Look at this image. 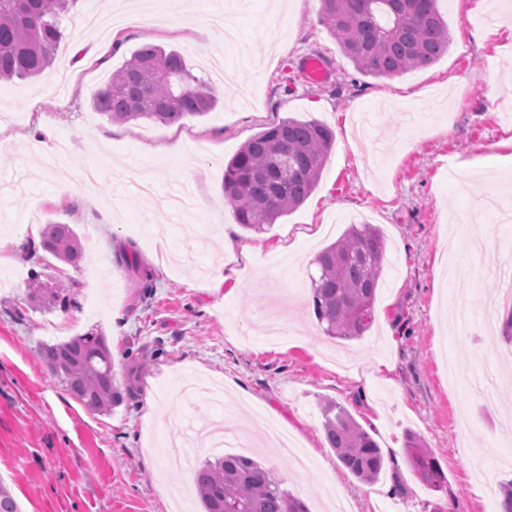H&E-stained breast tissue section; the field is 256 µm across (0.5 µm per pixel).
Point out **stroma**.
<instances>
[{"mask_svg": "<svg viewBox=\"0 0 512 512\" xmlns=\"http://www.w3.org/2000/svg\"><path fill=\"white\" fill-rule=\"evenodd\" d=\"M78 0L50 69L0 81V482L21 512H202L194 474L246 440L310 512H328L326 478L354 512H500L512 479V369L495 359L511 309L491 302L503 270L466 260L468 218L500 236L487 200L512 183V0H493L481 36L472 0H440L449 48L433 65L387 79L357 72L319 22L317 0ZM180 51L220 102L174 125L110 123L92 97L142 44ZM323 57L326 81L303 60ZM330 126L336 140L313 193L256 235L234 221L224 166L272 122ZM67 144L62 170L43 153ZM71 225L79 266L40 246L45 224ZM385 236L376 320L364 337L325 336L310 302L316 254L346 225ZM232 229L245 252H224ZM133 243L150 271L117 264ZM55 278L68 310L26 301L34 275ZM476 321L456 335L452 310ZM93 331L115 383L132 389L94 413L43 365L38 347ZM485 376V406L473 388ZM343 407L385 451L367 485L325 441L322 402ZM260 411L311 459L295 469L261 448ZM413 433L448 477L418 482Z\"/></svg>", "mask_w": 512, "mask_h": 512, "instance_id": "obj_1", "label": "stroma"}]
</instances>
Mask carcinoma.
I'll return each instance as SVG.
<instances>
[{
  "label": "carcinoma",
  "mask_w": 512,
  "mask_h": 512,
  "mask_svg": "<svg viewBox=\"0 0 512 512\" xmlns=\"http://www.w3.org/2000/svg\"><path fill=\"white\" fill-rule=\"evenodd\" d=\"M77 0H0V79L41 74L63 38L62 15ZM320 23L354 68L374 78H393L432 65L448 51V23L438 0H319ZM219 103L213 88L193 74L183 55L145 44L94 95L93 108L112 123L148 119L173 125L202 117ZM335 141L316 120L294 117L270 124L246 141L224 166V197L236 223L262 234L315 190ZM42 246L72 267L83 258L68 224L50 223ZM385 257V239L373 224H351L314 259L313 313L323 332L342 340L362 338L375 323L374 302ZM117 262L144 273L135 249L122 247ZM59 285L34 279L28 301L35 309L65 304ZM48 371L87 409L108 412L122 399L113 386L112 356L102 335L88 332L39 347ZM325 438L340 464L356 479L376 483L385 467L382 448L342 407L321 405ZM415 477L440 489L448 485L438 458L417 437L406 438ZM194 482L204 512H309L272 471L240 454L206 461Z\"/></svg>",
  "instance_id": "cac0c4a2"
}]
</instances>
